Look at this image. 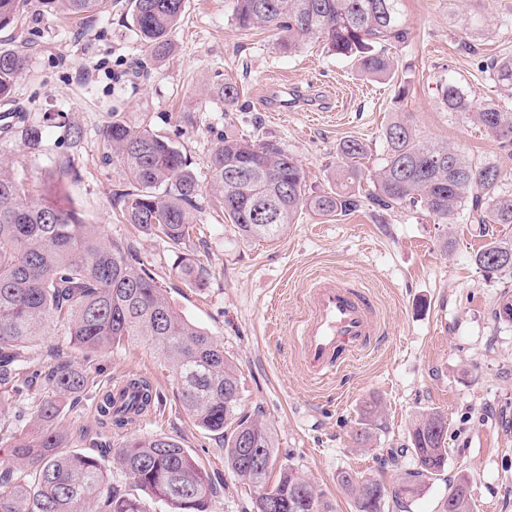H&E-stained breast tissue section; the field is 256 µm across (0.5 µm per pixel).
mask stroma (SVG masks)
<instances>
[{
    "label": "stroma",
    "mask_w": 512,
    "mask_h": 512,
    "mask_svg": "<svg viewBox=\"0 0 512 512\" xmlns=\"http://www.w3.org/2000/svg\"><path fill=\"white\" fill-rule=\"evenodd\" d=\"M482 7L485 22L474 30L464 25V0H403L408 35L388 45L397 72L381 82L322 45L290 55L279 49L274 31L237 29L230 0H185L172 48L157 58L134 33L126 0H112L111 12L89 19L28 0L19 28L0 32V47L22 42L27 51L11 106L43 131L39 152L17 137L0 148L14 153L30 185L62 175L58 206L76 210L109 238L133 239L174 306L207 329L235 364L241 409L272 429L277 466L297 467L330 512H356L343 473L378 480L390 491L401 485L414 469L405 450L410 426L432 410L448 417V462L411 501L410 512H438L449 483L462 476L471 485L472 512H512V325L493 320L500 285L473 261L485 240L471 225L438 223L420 207L381 214L364 208L345 217L306 211L274 241L244 239L208 186V156L226 130L277 141L300 161L309 193L317 194L336 184L341 141L363 142V166L376 169L386 154L385 127L405 117L422 140L497 165L504 189L512 190V151L448 111L440 96V84L452 77L477 103L497 98L486 64L512 55V26L502 25L512 19V0H484ZM467 42L478 44V54L464 50ZM227 78L242 91L229 112L201 93L204 84ZM284 84L299 91L301 104L277 112L268 95ZM115 117L169 138L197 171L203 190L183 248L135 233L112 208V192L125 180L102 160L101 131ZM72 125L83 131L74 149L67 140ZM181 252L205 261V288L176 277L172 266ZM320 276L365 291L382 334L335 377L317 380L298 357L294 326L306 312V289ZM55 351L90 374L86 389L62 403L69 449L110 450L133 436L172 438L223 480L211 512H248L250 498L225 468L221 440L195 424L172 367L149 344L128 341L87 358L59 323L32 347L35 366L48 367ZM131 374L149 380L159 402L131 428H102L96 394ZM47 395L34 381L0 392V428L30 432ZM374 401L383 427L360 448L354 433Z\"/></svg>",
    "instance_id": "35a3bbf8"
}]
</instances>
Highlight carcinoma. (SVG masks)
I'll list each match as a JSON object with an SVG mask.
<instances>
[{
	"label": "carcinoma",
	"instance_id": "carcinoma-1",
	"mask_svg": "<svg viewBox=\"0 0 512 512\" xmlns=\"http://www.w3.org/2000/svg\"><path fill=\"white\" fill-rule=\"evenodd\" d=\"M74 16L92 18L112 10V0H61ZM133 29L156 56L170 48V35L184 11V0H129ZM25 0H0V30L17 28ZM232 20L243 30L270 28L280 34L285 53L318 40L333 54L354 59L375 81L390 80L396 70L386 45L405 40L402 0H232ZM23 49H0V100L11 98L25 69ZM496 91L512 99V57L487 64ZM448 111L472 118L503 149L512 148V112L489 103L475 106L454 79L441 86ZM207 95L239 104L240 89L226 79ZM103 159L121 169L129 188L113 194L112 207L137 232L171 245L190 240L202 186L187 157L169 139L147 128L134 129L112 118L101 132ZM24 147L42 143L37 124L20 128ZM386 157L364 171L365 145L346 139L337 146L342 165L336 188L307 193L299 160L271 140H253L224 132L216 137L208 171L211 188L239 236L273 241L305 210L322 216H347L365 206L392 210L418 205L443 224L463 218L477 225L512 224V192L502 188L500 170L478 164L446 143L429 146L414 125L396 119L384 131ZM13 155L0 150V387H17L33 363L29 350L55 322L67 326L70 344L85 354L142 339L173 367L183 403L201 428L224 439V466L253 489L252 512L267 495L273 512H327L323 494L298 470H280L267 483L277 459L273 432L242 414L240 385L233 363L204 328L186 318L169 300L154 274L140 261L130 240L110 239L83 224L73 209L46 203L15 173ZM370 189L364 191L362 181ZM488 276L504 280L493 310L498 322L512 324V239H494L474 256ZM190 288L206 286L210 271L189 254L174 267ZM51 397L41 404L31 435L0 436L12 466L0 471V512H148L146 501L164 512H209L218 488L188 451L167 437H135L113 449V464L129 479L127 492L109 484L105 458L68 451L59 426L60 399L83 391L85 372L55 354L44 376ZM120 395L98 393L100 423L123 428L151 411L157 402L152 384L139 377L122 382ZM378 411L364 410L355 432L364 445L378 426ZM415 468L392 494L402 505L417 496L424 479L443 472L448 460V418L425 413L409 430ZM256 448L264 465L247 463L243 449ZM341 483L355 496L357 512H383L386 489L377 480L343 473Z\"/></svg>",
	"mask_w": 512,
	"mask_h": 512
}]
</instances>
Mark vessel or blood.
Here are the masks:
<instances>
[{
	"mask_svg": "<svg viewBox=\"0 0 512 512\" xmlns=\"http://www.w3.org/2000/svg\"><path fill=\"white\" fill-rule=\"evenodd\" d=\"M299 330L301 357L316 378L341 371L378 334L373 304L358 287L321 276L310 285Z\"/></svg>",
	"mask_w": 512,
	"mask_h": 512,
	"instance_id": "b4317fda",
	"label": "vessel or blood"
}]
</instances>
